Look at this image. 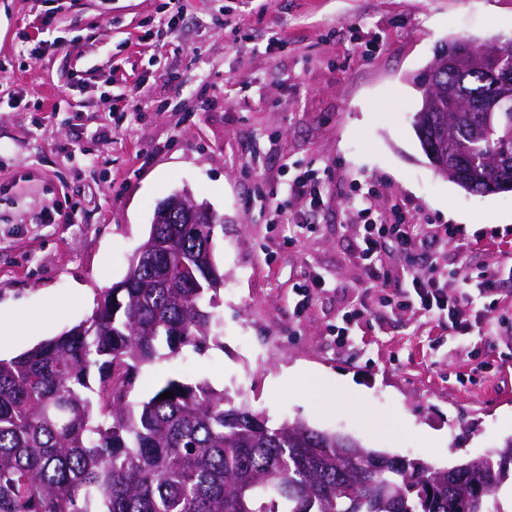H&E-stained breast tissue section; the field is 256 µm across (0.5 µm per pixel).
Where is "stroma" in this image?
<instances>
[{
    "instance_id": "obj_1",
    "label": "stroma",
    "mask_w": 512,
    "mask_h": 512,
    "mask_svg": "<svg viewBox=\"0 0 512 512\" xmlns=\"http://www.w3.org/2000/svg\"><path fill=\"white\" fill-rule=\"evenodd\" d=\"M492 37H512V0H0V321L15 325L0 358L89 318L157 204L184 189L224 218L222 344L144 367L134 398L205 380L272 426L300 418L439 467L487 456L512 437V191L471 194L434 173L412 79L441 44ZM299 170L325 190L308 228L275 223L262 199L303 209ZM369 185L379 211L405 207L470 242L383 251L394 277L447 265L453 290L496 271L471 306L481 329L452 336L446 315L361 293L347 205ZM364 300L371 312L339 342ZM321 375L356 390L316 411Z\"/></svg>"
}]
</instances>
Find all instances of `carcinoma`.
<instances>
[{
    "instance_id": "cac0c4a2",
    "label": "carcinoma",
    "mask_w": 512,
    "mask_h": 512,
    "mask_svg": "<svg viewBox=\"0 0 512 512\" xmlns=\"http://www.w3.org/2000/svg\"><path fill=\"white\" fill-rule=\"evenodd\" d=\"M457 98L496 93L470 63L447 76ZM453 128L464 178L488 194L512 154V96L482 132ZM222 224H153L149 264L105 289L87 320L0 359V512H501L512 438L493 455L437 468L377 452L300 420L271 427L207 381L170 378L130 393L158 359L220 344L214 260ZM172 391L164 400L160 394Z\"/></svg>"
}]
</instances>
